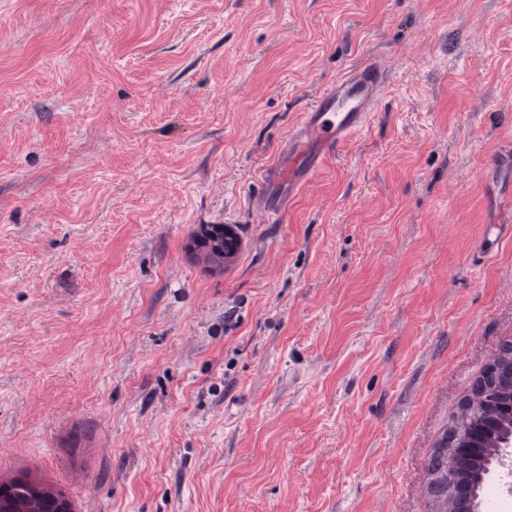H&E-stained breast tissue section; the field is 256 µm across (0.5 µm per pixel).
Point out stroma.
I'll list each match as a JSON object with an SVG mask.
<instances>
[{
	"label": "stroma",
	"instance_id": "obj_1",
	"mask_svg": "<svg viewBox=\"0 0 512 512\" xmlns=\"http://www.w3.org/2000/svg\"><path fill=\"white\" fill-rule=\"evenodd\" d=\"M370 59L369 127L268 221L264 170ZM510 161L512 0H0V477L74 512H429L512 342ZM194 250L203 262L213 270H222L223 258L217 254L218 250H225L228 257H233L239 249V239L227 225L224 224H206L201 226V231L197 232L193 238Z\"/></svg>",
	"mask_w": 512,
	"mask_h": 512
}]
</instances>
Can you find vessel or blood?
<instances>
[{
  "label": "vessel or blood",
  "mask_w": 512,
  "mask_h": 512,
  "mask_svg": "<svg viewBox=\"0 0 512 512\" xmlns=\"http://www.w3.org/2000/svg\"><path fill=\"white\" fill-rule=\"evenodd\" d=\"M388 82V71L378 61H369L347 71L327 88L302 123L292 130L286 156L264 174L267 190L279 193L280 202L270 208L281 216L289 200L306 186L336 146L365 127Z\"/></svg>",
  "instance_id": "vessel-or-blood-1"
}]
</instances>
